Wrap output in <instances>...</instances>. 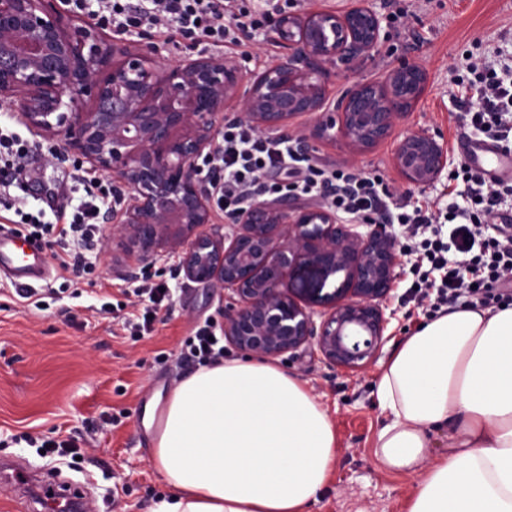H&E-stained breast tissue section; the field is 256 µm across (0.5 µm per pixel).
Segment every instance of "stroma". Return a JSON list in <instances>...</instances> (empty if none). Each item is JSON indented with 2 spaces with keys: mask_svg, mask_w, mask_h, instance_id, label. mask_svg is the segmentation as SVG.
Returning <instances> with one entry per match:
<instances>
[{
  "mask_svg": "<svg viewBox=\"0 0 512 512\" xmlns=\"http://www.w3.org/2000/svg\"><path fill=\"white\" fill-rule=\"evenodd\" d=\"M408 29L419 38L408 46L403 34L386 27L375 55L353 70L336 67L325 86L334 104L345 86L381 83L400 61L418 66L426 90L400 130H420L444 147L474 129L449 102L452 66L463 53L492 61L498 49L512 52V0H412ZM19 101L0 109V131L33 142L23 167L0 192V226L17 211L43 212L55 222L59 208H72L83 196L74 182L76 157L58 137L34 135L20 119ZM320 116H299L279 136L305 139L309 155L336 168L354 167L380 174L390 191L432 211L446 210L462 182L441 176L422 186L405 185L395 165V138L357 150L340 127H320ZM102 246L88 252L80 274L61 269L43 248L50 275L36 292L55 288L56 301L39 310L17 296L10 279L0 278V458L11 457L44 469L63 481L82 484L97 512H151L169 488L151 462L153 430L149 410L163 405L171 389L196 370L184 358V342L198 324L224 325L223 288L195 283L177 272V258L152 267L156 281L170 283L173 299L159 308L148 335L135 339L120 319L100 313L103 302H117L124 279L113 276L114 262L131 264L125 242L107 221H100ZM408 265H401L389 297L396 315L387 333L399 342L425 320L415 304L402 303ZM79 287L80 297L69 290ZM289 374L304 383L327 409L336 430V464L329 483L305 512H407L415 479L383 470L373 455L376 433L385 419L373 383L378 364L349 375L331 371L310 354L296 361L278 357ZM58 433L75 438L81 459L61 461L39 455L23 434Z\"/></svg>",
  "mask_w": 512,
  "mask_h": 512,
  "instance_id": "1",
  "label": "stroma"
}]
</instances>
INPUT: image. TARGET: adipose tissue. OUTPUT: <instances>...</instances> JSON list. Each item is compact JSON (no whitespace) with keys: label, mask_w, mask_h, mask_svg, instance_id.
Segmentation results:
<instances>
[{"label":"adipose tissue","mask_w":512,"mask_h":512,"mask_svg":"<svg viewBox=\"0 0 512 512\" xmlns=\"http://www.w3.org/2000/svg\"><path fill=\"white\" fill-rule=\"evenodd\" d=\"M373 454L416 476L409 512H512V304L440 311L380 366ZM448 453L429 459L434 430ZM152 512H304L336 462L326 409L268 360L200 367L167 395Z\"/></svg>","instance_id":"ef3b65f1"}]
</instances>
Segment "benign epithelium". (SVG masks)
<instances>
[{
	"mask_svg": "<svg viewBox=\"0 0 512 512\" xmlns=\"http://www.w3.org/2000/svg\"><path fill=\"white\" fill-rule=\"evenodd\" d=\"M380 31L376 12L363 6L284 16L273 33L286 56L253 74L241 97L240 66L229 57L199 52L162 67L154 46L111 41L54 0H0V100L22 96L33 132L64 136L81 162L112 173L119 206L108 218L142 266L175 256L187 279L230 292L224 340L267 358L309 349L328 368L356 374L390 339L396 237L290 195L255 200L220 227L197 162L212 154L232 102L260 132L322 111L328 65L372 57ZM425 87L423 72L406 62L380 85H349L335 105L345 136L358 149L388 138ZM395 161L420 186L447 169L448 152L409 130ZM291 280L311 284L305 296L285 288Z\"/></svg>",
	"mask_w": 512,
	"mask_h": 512,
	"instance_id": "obj_1",
	"label": "benign epithelium"
}]
</instances>
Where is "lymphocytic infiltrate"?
Wrapping results in <instances>:
<instances>
[{
	"mask_svg": "<svg viewBox=\"0 0 512 512\" xmlns=\"http://www.w3.org/2000/svg\"><path fill=\"white\" fill-rule=\"evenodd\" d=\"M103 23L121 34L143 27L176 32L191 45L213 50L244 46L253 34L270 27L275 16L296 9L300 0H96ZM454 75L455 85L474 88L478 100L457 99L477 131L496 142L512 140V65L494 66L466 57ZM222 171L212 188L218 211L233 216L257 198L297 194L322 200L333 210L369 223L401 226L399 251L411 258L412 278L406 284L409 300L425 304L427 313L442 307L489 306L511 302L503 291L512 280V234L493 231L489 220L512 184L488 181L469 163L457 172L464 184L459 201L450 202L444 216L395 196L380 175L335 168L300 153L292 139L257 132L244 120H228L210 158ZM75 178L85 198L69 223L55 228L40 217L22 214L37 232L55 233L54 257L62 269L80 272L85 255L100 244L97 221L100 205L111 196L102 179L78 170ZM143 306L141 314L125 317L135 335L151 329L154 314L172 299L168 284L134 281L121 290ZM188 359L205 364L224 356V337L211 321H204L186 342Z\"/></svg>",
	"mask_w": 512,
	"mask_h": 512,
	"instance_id": "1",
	"label": "lymphocytic infiltrate"
}]
</instances>
